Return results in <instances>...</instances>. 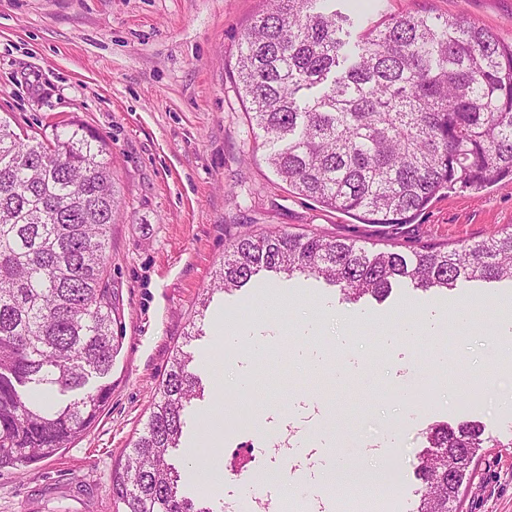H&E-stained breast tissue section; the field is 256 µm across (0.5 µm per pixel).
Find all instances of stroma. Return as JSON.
I'll list each match as a JSON object with an SVG mask.
<instances>
[{"mask_svg": "<svg viewBox=\"0 0 512 512\" xmlns=\"http://www.w3.org/2000/svg\"><path fill=\"white\" fill-rule=\"evenodd\" d=\"M266 0H0V117L29 135L78 119L109 148L118 214L106 260L120 303L112 395L71 447L0 470V512H115L110 486L157 400L177 350L194 357L203 400L187 408L185 449L170 456L189 496L222 504L235 477L225 454L253 449L255 480L281 487L264 442L299 431L318 407V453L344 468L322 490L335 512H416L417 469L430 427L475 425L477 452L459 512H512V282L453 290L393 289L353 302L316 278L254 279L212 290L235 237L317 232L367 250L426 243L452 249L512 226V179L481 194L440 192L408 224H369L289 190L268 164L261 132L246 120L235 80L237 48ZM351 35L389 15H464L512 37V0H336ZM468 310L456 320L454 307ZM421 327L403 334L405 323ZM264 326L277 339L252 358L246 387L254 424L232 428L214 454L207 425L230 411L225 389L243 354L227 337ZM435 386L431 406L406 417V389ZM394 449L373 456L372 443ZM398 469L392 490L363 502L362 476Z\"/></svg>", "mask_w": 512, "mask_h": 512, "instance_id": "1", "label": "stroma"}]
</instances>
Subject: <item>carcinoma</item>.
Here are the masks:
<instances>
[{
    "instance_id": "obj_1",
    "label": "carcinoma",
    "mask_w": 512,
    "mask_h": 512,
    "mask_svg": "<svg viewBox=\"0 0 512 512\" xmlns=\"http://www.w3.org/2000/svg\"><path fill=\"white\" fill-rule=\"evenodd\" d=\"M241 39L239 93L266 160L295 194L372 224H406L441 191L512 177V39L456 16L392 17L351 50L325 0H271ZM52 141L0 120V468L54 455L90 427L112 387L118 308L106 279L116 214L105 143L72 120ZM299 271L352 299L393 285L512 281V231L451 250L369 251L317 234L260 232L226 249L216 289L261 270ZM192 356L175 355L143 433L112 477L121 512H224L179 490L168 462L198 397ZM476 426L431 433L418 512H456L481 445Z\"/></svg>"
}]
</instances>
